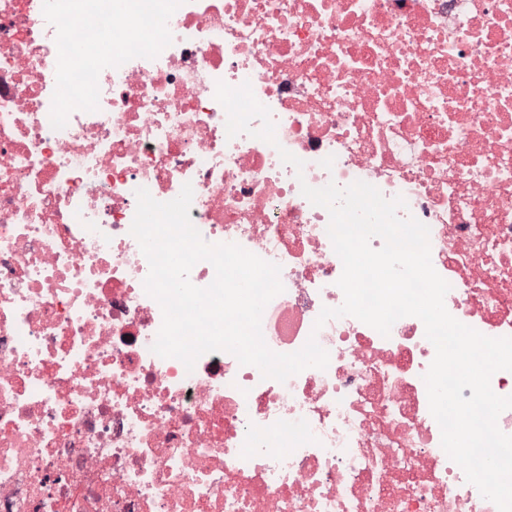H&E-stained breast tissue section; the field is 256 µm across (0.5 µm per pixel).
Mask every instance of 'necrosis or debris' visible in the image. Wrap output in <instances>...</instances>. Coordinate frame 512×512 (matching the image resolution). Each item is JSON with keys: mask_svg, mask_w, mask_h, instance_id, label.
<instances>
[{"mask_svg": "<svg viewBox=\"0 0 512 512\" xmlns=\"http://www.w3.org/2000/svg\"><path fill=\"white\" fill-rule=\"evenodd\" d=\"M93 2L0 0V512H497L441 446L422 321L315 328L343 265L301 187L403 197L447 311L512 336V0ZM220 81L277 145L228 137ZM187 183L206 242L281 268L266 345L326 369L152 352L135 192Z\"/></svg>", "mask_w": 512, "mask_h": 512, "instance_id": "obj_1", "label": "necrosis or debris"}]
</instances>
